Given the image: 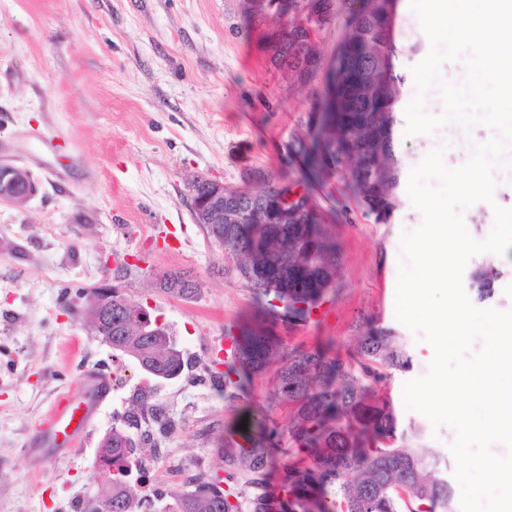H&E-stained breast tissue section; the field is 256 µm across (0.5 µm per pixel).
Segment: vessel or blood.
Returning a JSON list of instances; mask_svg holds the SVG:
<instances>
[{
  "label": "vessel or blood",
  "mask_w": 512,
  "mask_h": 512,
  "mask_svg": "<svg viewBox=\"0 0 512 512\" xmlns=\"http://www.w3.org/2000/svg\"><path fill=\"white\" fill-rule=\"evenodd\" d=\"M83 391L64 393L53 402L48 422L61 445L77 448L83 445L96 414L112 389V379L101 370L91 368L81 376Z\"/></svg>",
  "instance_id": "1"
}]
</instances>
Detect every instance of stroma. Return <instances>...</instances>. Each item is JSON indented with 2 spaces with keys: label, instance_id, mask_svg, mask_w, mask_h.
Instances as JSON below:
<instances>
[{
  "label": "stroma",
  "instance_id": "35a3bbf8",
  "mask_svg": "<svg viewBox=\"0 0 512 512\" xmlns=\"http://www.w3.org/2000/svg\"><path fill=\"white\" fill-rule=\"evenodd\" d=\"M275 26L260 0H0V161L37 183L25 201H0V512H80L98 488L102 437L139 401L175 422L171 435L157 436L153 457L175 477L170 495L191 490L196 463L204 476L223 474L220 449L243 412L259 408L287 425L272 373L253 376L234 401L213 385L211 346L252 321L254 293L195 224L189 192L199 176L243 192L261 190L269 175L292 186L300 179L287 147L317 128L326 75L302 81L274 69L267 35ZM492 135L483 125H448L398 137L396 153L407 174L443 144L445 164L456 168L472 142ZM496 178L494 203L464 213L474 239L489 236L494 206L512 208V168ZM308 194L336 241V281L323 313L277 324V334L286 348L327 347L344 358L366 324L396 330L410 367L391 371L381 389L407 443L454 469V429L403 401L405 383L424 376L433 357L395 317L401 236L421 224L420 212L404 192L391 218L377 220L337 175ZM486 266L500 273L489 306L512 307V264L482 253L465 271ZM167 272L190 273L198 295L162 292ZM103 283L168 326L184 360L177 377H151L102 341L83 310ZM90 367L120 378L85 444L55 448L36 428L58 394L79 392Z\"/></svg>",
  "mask_w": 512,
  "mask_h": 512
}]
</instances>
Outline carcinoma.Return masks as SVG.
<instances>
[{"label":"carcinoma","mask_w":512,"mask_h":512,"mask_svg":"<svg viewBox=\"0 0 512 512\" xmlns=\"http://www.w3.org/2000/svg\"><path fill=\"white\" fill-rule=\"evenodd\" d=\"M349 33L328 74L325 114L312 143L297 140L289 149L313 173L344 172L346 158L370 155L372 147L384 156L352 173L364 206L377 219L391 217L398 205L401 172L392 141L395 112L401 99L403 75L394 60L401 52L395 37V0H348ZM280 53L272 64L312 79L322 61L318 52L303 49L316 31L284 23L272 30ZM294 241L306 260L322 264L309 284L298 288L288 268V241ZM224 254L240 271L250 261H269L277 268L270 277L242 279L251 288L261 310L276 320L307 321L321 305L336 280L338 257L323 225L310 211L297 224H234L224 230ZM499 273L491 268L475 272L478 297L494 293ZM132 300L112 296V328L100 332L112 350L135 360L158 377L178 374L183 357L166 327L122 328L115 323ZM279 363L277 393L294 405L288 425L247 418V429L236 428L226 437L225 479L197 485L169 503L167 512H455L454 492L447 473L429 459L424 448L404 443L397 435L393 400L378 393L387 371L406 369L410 357L402 337L389 328L369 325L358 347L344 362L322 349L284 350L279 338L264 324L240 329L234 359L213 376L218 390L237 397L253 373ZM134 438L113 428L99 443L94 467L101 474L99 501L112 502V512H133L136 491L124 478L133 463ZM280 465L278 490L268 487V474ZM251 474L247 496L224 482H234L235 471Z\"/></svg>","instance_id":"cac0c4a2"}]
</instances>
